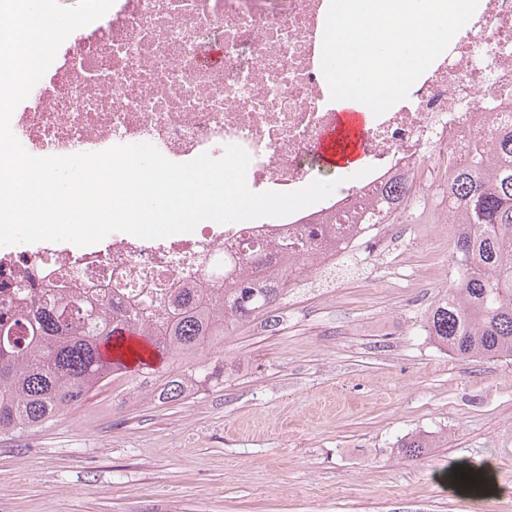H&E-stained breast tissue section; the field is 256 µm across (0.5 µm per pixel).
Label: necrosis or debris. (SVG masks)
Segmentation results:
<instances>
[{"mask_svg": "<svg viewBox=\"0 0 512 512\" xmlns=\"http://www.w3.org/2000/svg\"><path fill=\"white\" fill-rule=\"evenodd\" d=\"M329 2L114 0L63 47L49 83L15 108L11 130L37 157L148 142L187 162L236 144L251 157L252 191L304 188L336 120L321 69ZM505 124L512 125V0H479L407 99L371 118L364 149L371 172L334 196L285 217L204 221L163 239L116 232L86 247H0V288L26 276L34 288H97L125 304L147 295L160 306L187 284L219 287L248 250L296 238L310 223L314 274L326 277L342 261L335 242L354 252L379 249L402 213L418 215L445 189L449 160H464L474 140ZM407 176L417 192L406 208L372 211L383 185Z\"/></svg>", "mask_w": 512, "mask_h": 512, "instance_id": "necrosis-or-debris-1", "label": "necrosis or debris"}]
</instances>
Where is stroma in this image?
Returning <instances> with one entry per match:
<instances>
[{
	"instance_id": "stroma-1",
	"label": "stroma",
	"mask_w": 512,
	"mask_h": 512,
	"mask_svg": "<svg viewBox=\"0 0 512 512\" xmlns=\"http://www.w3.org/2000/svg\"><path fill=\"white\" fill-rule=\"evenodd\" d=\"M454 239L436 212L397 225L337 287L288 297L277 329L207 351L223 381L187 400L96 388L0 435V512H512V360L455 358L420 327ZM416 434L435 448L403 457ZM460 463L492 464L494 490L444 484Z\"/></svg>"
}]
</instances>
